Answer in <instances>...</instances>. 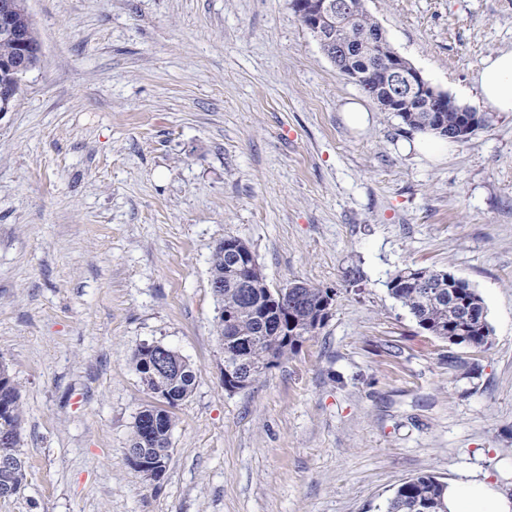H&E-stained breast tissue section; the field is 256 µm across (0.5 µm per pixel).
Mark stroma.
<instances>
[{
    "instance_id": "1",
    "label": "stroma",
    "mask_w": 512,
    "mask_h": 512,
    "mask_svg": "<svg viewBox=\"0 0 512 512\" xmlns=\"http://www.w3.org/2000/svg\"><path fill=\"white\" fill-rule=\"evenodd\" d=\"M364 5L473 109L484 59L512 49V0ZM27 6L40 62L0 114V364L28 476L0 512H385L420 474L512 495V112L433 162L291 0ZM228 236L270 287L336 293L297 354L235 393L209 284ZM412 265L476 289L487 347L419 328L386 287ZM152 342L197 373L157 482L127 461L153 401L132 356Z\"/></svg>"
}]
</instances>
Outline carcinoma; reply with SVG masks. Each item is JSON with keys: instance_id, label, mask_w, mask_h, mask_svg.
Instances as JSON below:
<instances>
[{"instance_id": "1", "label": "carcinoma", "mask_w": 512, "mask_h": 512, "mask_svg": "<svg viewBox=\"0 0 512 512\" xmlns=\"http://www.w3.org/2000/svg\"><path fill=\"white\" fill-rule=\"evenodd\" d=\"M351 22L343 26L338 39L357 47L367 40H377L379 24L367 12L363 0H347ZM14 28L30 33L38 42L33 19L27 12L25 0H14ZM20 47L0 31V63L14 59ZM389 58L381 46H375L370 57L368 78L360 89L371 94L379 73L386 68ZM454 102L446 112H432L421 102L412 112H401L398 117L409 129L439 131L453 141L459 140L457 130L464 118L473 119L466 135L472 136L485 128L488 121L479 112H461ZM210 277L224 283L215 295L217 306L224 308V317L215 319L214 332L224 345V357L239 359L255 372L245 374L247 385L281 360L296 354L304 342L315 336L328 316L322 310L331 307L329 289L307 283L299 288L269 287L251 247L244 241L228 237L214 247L210 256ZM453 285L460 305L470 312L465 330L458 329L448 309V285ZM391 296L407 308L418 326L426 333L453 344L482 348L488 344L490 327L481 296L469 283L446 269L409 266L398 271L388 282ZM149 352L138 348L133 361L135 370L147 390L160 401L140 411L133 424L128 453L133 460L131 468L147 480L161 478L171 453V435L174 428L172 409L187 400L196 386V372L192 363L181 357L183 368L174 376L150 375L145 369ZM22 405L16 384L7 368L0 365V434L14 437L10 443L0 444V498L19 493L27 480V465L19 453ZM447 484L435 476L424 474L403 482L390 499L386 512H447L444 498Z\"/></svg>"}]
</instances>
